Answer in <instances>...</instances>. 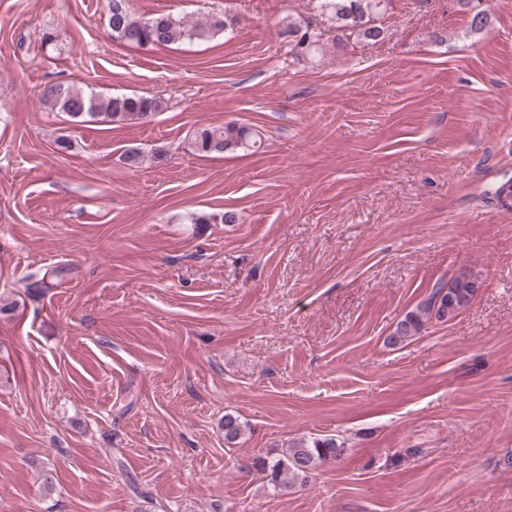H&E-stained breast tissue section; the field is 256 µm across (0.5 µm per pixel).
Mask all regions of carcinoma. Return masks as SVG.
<instances>
[{"label":"carcinoma","instance_id":"obj_1","mask_svg":"<svg viewBox=\"0 0 512 512\" xmlns=\"http://www.w3.org/2000/svg\"><path fill=\"white\" fill-rule=\"evenodd\" d=\"M107 23L112 38L121 43L146 49L210 40L237 26L240 19L227 13H197L180 16L156 13L138 15L131 0H105ZM321 13L332 22L333 45L346 48L357 42H377L387 36L383 24L393 0H317ZM284 34L291 37V51L310 58L322 51L325 42L311 21L291 22ZM43 105L65 113L76 124L143 121L159 112L158 98L139 95L102 96L62 82H49L40 92ZM193 147L203 156L220 155L238 148H260L262 138L253 128L228 122L202 126L193 133ZM477 288L476 280L464 273L434 287L415 309L407 312L388 336L392 345L404 344L419 335L432 319L446 320L467 306ZM243 428L237 418L224 416V441L234 443ZM345 446L333 438L302 440L289 445L282 455L263 458L258 470L266 488L277 496L293 492L321 465L342 456Z\"/></svg>","mask_w":512,"mask_h":512}]
</instances>
